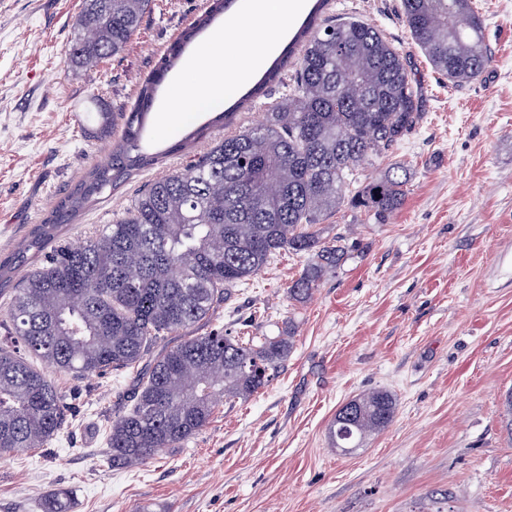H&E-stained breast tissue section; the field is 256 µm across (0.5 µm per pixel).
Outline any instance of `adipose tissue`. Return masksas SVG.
Here are the masks:
<instances>
[{"mask_svg":"<svg viewBox=\"0 0 512 512\" xmlns=\"http://www.w3.org/2000/svg\"><path fill=\"white\" fill-rule=\"evenodd\" d=\"M295 7V0H253L249 13L229 19L211 40L217 44L239 43L241 56L237 65L229 70L223 56L197 54L192 65L201 77L191 88L177 91L172 112H199L222 100L226 90L243 80L252 65L274 48L280 21L286 20Z\"/></svg>","mask_w":512,"mask_h":512,"instance_id":"ef3b65f1","label":"adipose tissue"}]
</instances>
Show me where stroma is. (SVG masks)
Here are the masks:
<instances>
[{"label": "stroma", "instance_id": "35a3bbf8", "mask_svg": "<svg viewBox=\"0 0 512 512\" xmlns=\"http://www.w3.org/2000/svg\"><path fill=\"white\" fill-rule=\"evenodd\" d=\"M491 62L479 81L455 86L411 40L400 0H328L322 17L372 24L402 53L422 86L415 129L392 157L374 158L361 181L390 162L407 195L384 224L346 209L324 237L359 243L305 302L288 288L304 257L274 256L232 301L191 328L274 336L294 326L278 377L246 400H227L180 448L145 464L106 466L104 431L126 408L115 391L129 373L52 374L68 397V423L43 448L0 457V512H41L63 489L71 512H512V430L502 401L512 390V0H474ZM316 0H302L269 57L213 110L161 117L187 61L208 46L216 18L185 45L158 86L143 148L164 153L121 187L95 197L62 226L83 241L112 223L183 155L169 146L204 129L198 149L223 139L217 112L233 107L278 60ZM82 0H0V255L105 163L121 126L101 113L133 107L142 83L208 0H152L119 55L74 68L66 51ZM374 389L396 400L393 420L344 454L329 427L353 397Z\"/></svg>", "mask_w": 512, "mask_h": 512}]
</instances>
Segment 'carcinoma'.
<instances>
[{
	"mask_svg": "<svg viewBox=\"0 0 512 512\" xmlns=\"http://www.w3.org/2000/svg\"><path fill=\"white\" fill-rule=\"evenodd\" d=\"M150 5L82 0L70 63L88 69L121 53ZM400 8L435 72L456 85L482 77L490 54L472 0H401ZM289 69L288 94L262 122L187 154L186 163L151 183L122 219L79 243L60 239L61 226L90 197L159 161L139 145L156 90L152 75L134 109L112 113L123 134L108 161L0 258L1 287L43 256L0 319V455L42 448L67 424L63 394L33 358L76 377L136 370L119 392L131 399L129 408L106 429L107 461L122 468L183 447L219 404L246 400L277 377L294 347L291 324L275 336L213 330L174 346L167 338L207 319L283 251L307 259L288 293L297 302L309 299L324 272L349 251L345 237L328 240L319 224L346 207L365 209L376 224L387 222L405 199L400 167L364 185L358 173L421 118V89L403 56L364 22H307L236 108H246ZM394 413L395 400L383 390L349 400L329 428L333 444L359 447ZM67 508L63 492L41 504L42 512Z\"/></svg>",
	"mask_w": 512,
	"mask_h": 512,
	"instance_id": "obj_1",
	"label": "carcinoma"
}]
</instances>
